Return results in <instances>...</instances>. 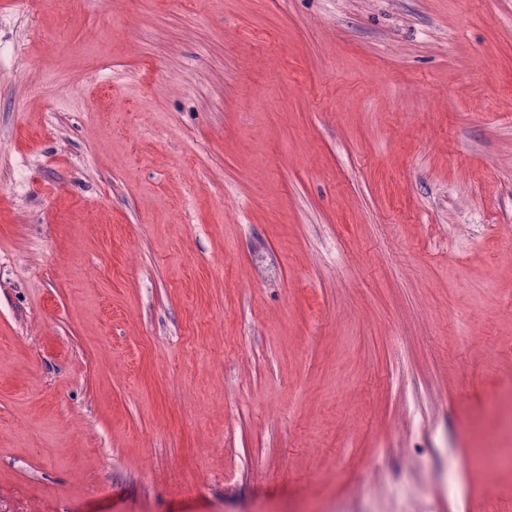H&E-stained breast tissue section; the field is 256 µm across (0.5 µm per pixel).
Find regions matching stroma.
<instances>
[{
    "label": "stroma",
    "instance_id": "stroma-1",
    "mask_svg": "<svg viewBox=\"0 0 512 512\" xmlns=\"http://www.w3.org/2000/svg\"><path fill=\"white\" fill-rule=\"evenodd\" d=\"M0 512H512V0H0Z\"/></svg>",
    "mask_w": 512,
    "mask_h": 512
}]
</instances>
